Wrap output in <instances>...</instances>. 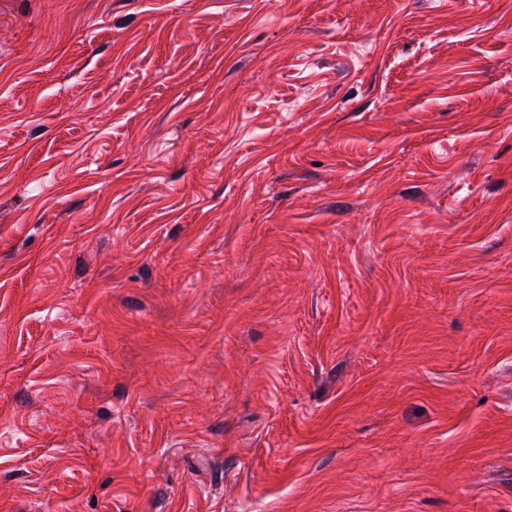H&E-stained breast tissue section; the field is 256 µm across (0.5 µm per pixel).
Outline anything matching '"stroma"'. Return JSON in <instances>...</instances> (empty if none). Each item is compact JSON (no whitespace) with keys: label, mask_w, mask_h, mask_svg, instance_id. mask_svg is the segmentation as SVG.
Segmentation results:
<instances>
[{"label":"stroma","mask_w":512,"mask_h":512,"mask_svg":"<svg viewBox=\"0 0 512 512\" xmlns=\"http://www.w3.org/2000/svg\"><path fill=\"white\" fill-rule=\"evenodd\" d=\"M0 512H512V0H0Z\"/></svg>","instance_id":"1"}]
</instances>
